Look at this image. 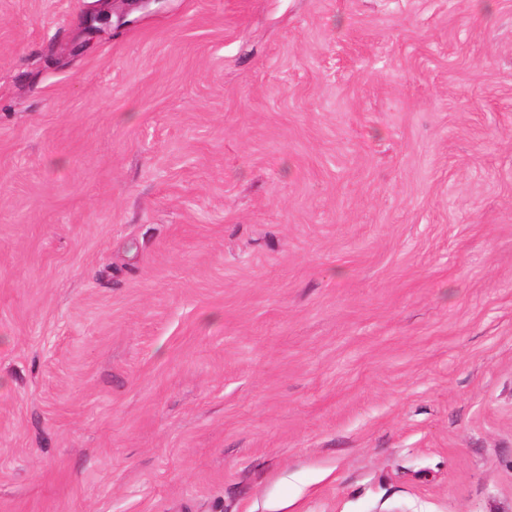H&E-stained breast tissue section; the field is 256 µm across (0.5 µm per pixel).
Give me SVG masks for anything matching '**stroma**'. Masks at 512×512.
I'll use <instances>...</instances> for the list:
<instances>
[{
	"label": "stroma",
	"mask_w": 512,
	"mask_h": 512,
	"mask_svg": "<svg viewBox=\"0 0 512 512\" xmlns=\"http://www.w3.org/2000/svg\"><path fill=\"white\" fill-rule=\"evenodd\" d=\"M0 0V512H512V0Z\"/></svg>",
	"instance_id": "obj_1"
}]
</instances>
